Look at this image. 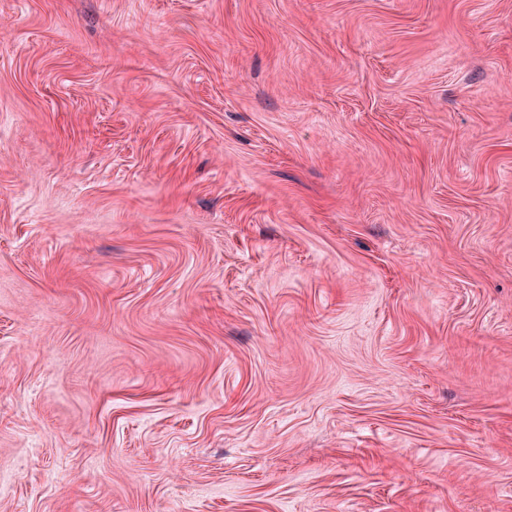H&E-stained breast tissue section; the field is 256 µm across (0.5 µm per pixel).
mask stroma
<instances>
[{
    "label": "stroma",
    "mask_w": 512,
    "mask_h": 512,
    "mask_svg": "<svg viewBox=\"0 0 512 512\" xmlns=\"http://www.w3.org/2000/svg\"><path fill=\"white\" fill-rule=\"evenodd\" d=\"M0 512H512V0H0Z\"/></svg>",
    "instance_id": "stroma-1"
}]
</instances>
